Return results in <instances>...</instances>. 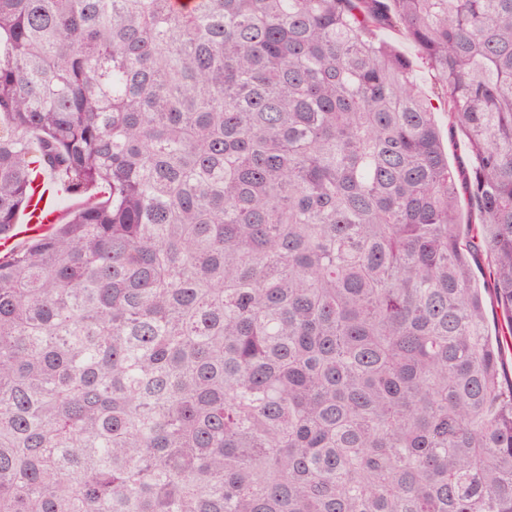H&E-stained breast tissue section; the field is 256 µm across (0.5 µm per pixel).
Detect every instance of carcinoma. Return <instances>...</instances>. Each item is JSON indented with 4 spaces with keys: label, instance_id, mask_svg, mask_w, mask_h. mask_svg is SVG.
I'll list each match as a JSON object with an SVG mask.
<instances>
[{
    "label": "carcinoma",
    "instance_id": "cac0c4a2",
    "mask_svg": "<svg viewBox=\"0 0 512 512\" xmlns=\"http://www.w3.org/2000/svg\"><path fill=\"white\" fill-rule=\"evenodd\" d=\"M45 167L0 512H512V0H0V240ZM380 39L394 45L398 51L405 56L409 57L414 65V79L419 85L423 94L431 99L435 105L438 104V93L436 87L428 75L427 71L423 68L421 60L419 59L418 49L413 42H411L403 33L398 29H384L379 32ZM434 112L435 121L441 129L443 141L448 147V164L452 169L458 170L457 175L461 179L462 173L469 169V160L463 137L457 130L450 133L448 129V114L446 112H443L442 109H437ZM45 171H50L49 169H45ZM37 183V192L32 200L31 207L27 208L26 215V224H22V231L18 234L20 237L30 238L36 236L44 231L47 224H54L61 213H68L75 204V197L71 194V192L65 193L60 200V209H59V199L61 195V189L57 183V180L54 176V172L50 171V176L43 172L39 173L36 178ZM61 210V211H60ZM34 212L36 216H43L41 224H32L36 220V216L31 217V213ZM25 238H20L16 242L15 238H11L5 242L1 247L0 241V251H8L12 248V245L15 242V246L21 245ZM3 254H6L5 252Z\"/></svg>",
    "mask_w": 512,
    "mask_h": 512
}]
</instances>
